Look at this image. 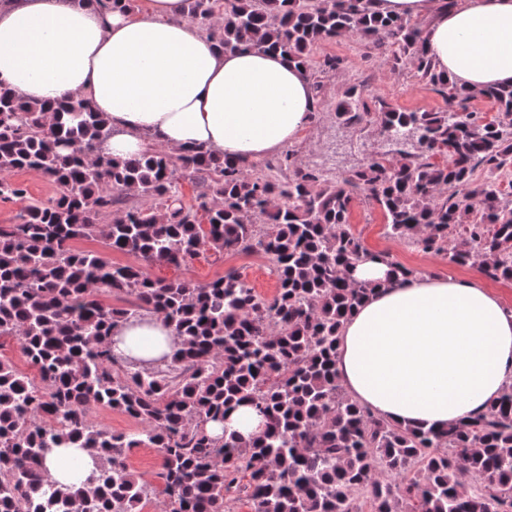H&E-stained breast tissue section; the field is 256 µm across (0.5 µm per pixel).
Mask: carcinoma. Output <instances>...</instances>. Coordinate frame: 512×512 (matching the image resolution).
<instances>
[{
  "label": "carcinoma",
  "instance_id": "obj_1",
  "mask_svg": "<svg viewBox=\"0 0 512 512\" xmlns=\"http://www.w3.org/2000/svg\"><path fill=\"white\" fill-rule=\"evenodd\" d=\"M372 0H186L187 18L226 51L276 50L306 70L319 42L355 35L412 67L442 96L437 112H401L344 90L340 125L375 127L385 152L343 176L297 162L288 149L264 168L212 152L162 146L128 158L103 153L106 119L87 98L59 110L0 87V197L26 189V169L56 196L0 224V337L16 338L37 384L0 360V512H512V384L488 410L443 432L371 415L339 385L341 325L372 285L347 270L375 255L350 224L358 196L378 207L388 234L493 280H512V86L474 93L437 72L423 25L392 19ZM490 99L488 121L469 110ZM487 177L470 191L477 171ZM206 191L184 199L179 185ZM101 238L140 263L115 264L75 242ZM204 250L261 252L274 296L237 271L205 283L151 278ZM135 298L113 308L103 294ZM159 316L179 342L160 360L114 351L120 321ZM100 404L136 419L135 434L91 422ZM240 404L264 418L248 439L214 436L210 423ZM51 410L56 421L45 423ZM54 448H82L95 471L76 488L45 467ZM162 458L156 488L124 459Z\"/></svg>",
  "mask_w": 512,
  "mask_h": 512
}]
</instances>
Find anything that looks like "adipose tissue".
<instances>
[{
    "mask_svg": "<svg viewBox=\"0 0 512 512\" xmlns=\"http://www.w3.org/2000/svg\"><path fill=\"white\" fill-rule=\"evenodd\" d=\"M375 8L425 19L427 50L457 85H512V0ZM0 85L33 103L91 99L112 132L109 153L122 158L201 147L248 166L295 143L315 107L308 71L278 53L224 50L188 21L185 0L109 13L92 0H0ZM352 275L378 288L344 322L336 369L372 415L443 430L485 412L512 383V309L481 281H396L379 259ZM115 333L158 337L152 358L177 343L154 315Z\"/></svg>",
    "mask_w": 512,
    "mask_h": 512,
    "instance_id": "ef3b65f1",
    "label": "adipose tissue"
}]
</instances>
